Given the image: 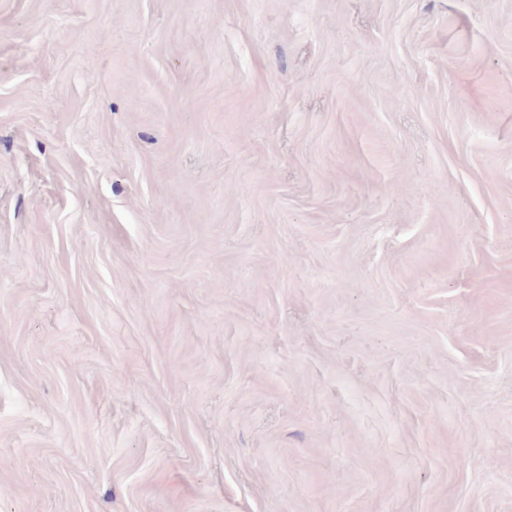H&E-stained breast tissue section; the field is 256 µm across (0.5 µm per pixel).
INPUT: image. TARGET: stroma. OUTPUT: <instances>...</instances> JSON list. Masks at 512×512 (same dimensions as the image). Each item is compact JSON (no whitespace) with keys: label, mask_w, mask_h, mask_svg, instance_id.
<instances>
[{"label":"stroma","mask_w":512,"mask_h":512,"mask_svg":"<svg viewBox=\"0 0 512 512\" xmlns=\"http://www.w3.org/2000/svg\"><path fill=\"white\" fill-rule=\"evenodd\" d=\"M0 512H512V0H0Z\"/></svg>","instance_id":"35a3bbf8"}]
</instances>
